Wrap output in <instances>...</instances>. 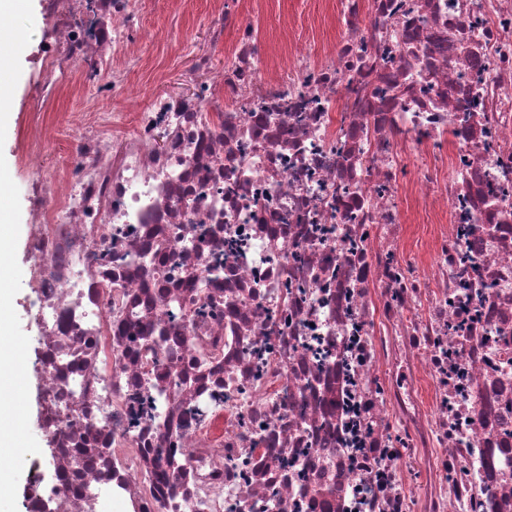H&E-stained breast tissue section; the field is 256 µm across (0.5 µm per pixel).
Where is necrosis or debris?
<instances>
[{"instance_id":"1","label":"necrosis or debris","mask_w":512,"mask_h":512,"mask_svg":"<svg viewBox=\"0 0 512 512\" xmlns=\"http://www.w3.org/2000/svg\"><path fill=\"white\" fill-rule=\"evenodd\" d=\"M44 3L27 171L95 92L28 187L26 512H512V0H339L273 63L241 20L147 99L132 0ZM89 90H82L77 81L70 88L60 94L50 105L46 112L49 117L52 134L43 147V165L39 172L41 176H49L72 161L75 154V132L68 125L67 119L71 112L83 110L84 97ZM29 381V391H30V428L37 439L41 452L45 448L44 436L41 431L40 421H39V404L37 400V380L34 374H28Z\"/></svg>"}]
</instances>
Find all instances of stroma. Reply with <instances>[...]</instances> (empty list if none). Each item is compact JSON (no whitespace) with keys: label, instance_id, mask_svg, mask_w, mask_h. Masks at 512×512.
Instances as JSON below:
<instances>
[{"label":"stroma","instance_id":"35a3bbf8","mask_svg":"<svg viewBox=\"0 0 512 512\" xmlns=\"http://www.w3.org/2000/svg\"><path fill=\"white\" fill-rule=\"evenodd\" d=\"M214 0H139L138 9L145 29L155 31L179 20L185 32L183 45L170 47L151 44L147 52L154 67L149 71L134 70L132 81L139 83L145 94L186 91L185 72L193 69L198 58L208 59L211 67L223 69L225 46L211 40L208 27ZM245 18L255 22L268 37L276 52L289 51L292 42H312L324 47L336 38V0H241ZM22 72L17 83L7 123V133L0 153L4 154L10 176L18 189H26L31 176L17 163L20 135L29 121L28 103L38 91L35 65L30 56L21 58ZM86 95L80 85H73L50 105L52 134L43 147L41 176H49L72 161L75 133L67 119L70 113L83 109Z\"/></svg>","mask_w":512,"mask_h":512}]
</instances>
